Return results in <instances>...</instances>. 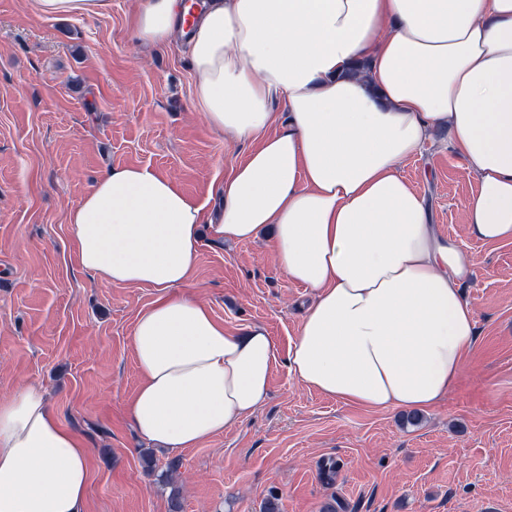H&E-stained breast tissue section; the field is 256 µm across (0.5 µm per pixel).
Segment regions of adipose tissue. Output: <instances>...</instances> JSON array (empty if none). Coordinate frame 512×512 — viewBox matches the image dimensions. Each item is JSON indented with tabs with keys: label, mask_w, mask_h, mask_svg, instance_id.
Returning a JSON list of instances; mask_svg holds the SVG:
<instances>
[{
	"label": "adipose tissue",
	"mask_w": 512,
	"mask_h": 512,
	"mask_svg": "<svg viewBox=\"0 0 512 512\" xmlns=\"http://www.w3.org/2000/svg\"><path fill=\"white\" fill-rule=\"evenodd\" d=\"M133 31L180 39L206 123L253 145L216 216L146 166L107 169L68 212L84 270L156 291L132 331L141 439L196 447L269 393L266 330L230 333L189 291L203 224L237 242L272 228L311 291L294 380L369 409L447 398L478 339L475 270L398 166L446 130L478 179L469 234L512 242V0H142ZM88 459L39 389L0 399V512H85Z\"/></svg>",
	"instance_id": "ef3b65f1"
}]
</instances>
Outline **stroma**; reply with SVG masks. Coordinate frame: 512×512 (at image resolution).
Instances as JSON below:
<instances>
[{"instance_id": "35a3bbf8", "label": "stroma", "mask_w": 512, "mask_h": 512, "mask_svg": "<svg viewBox=\"0 0 512 512\" xmlns=\"http://www.w3.org/2000/svg\"><path fill=\"white\" fill-rule=\"evenodd\" d=\"M102 15L48 19L32 0H0V398L39 387L90 450L86 512H512V243L466 227L474 173L436 131L399 171L426 199L437 234L473 263L463 295L478 341L461 382L409 424L400 409L367 410L292 380L288 349L311 294L279 268L270 234L220 242L202 235L191 293L226 328L262 326L277 359L269 396L249 418L178 454L154 453L124 413L141 376L131 333L154 289L84 271L66 214L106 169L140 165L213 211L224 175L250 151L213 131L193 103L182 44L133 34L135 0ZM336 462L325 482L320 468Z\"/></svg>"}]
</instances>
